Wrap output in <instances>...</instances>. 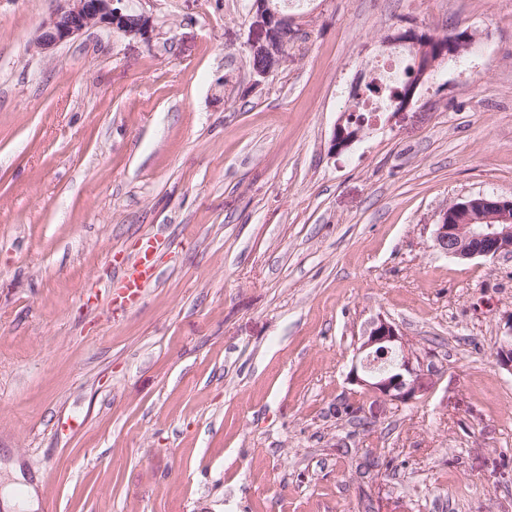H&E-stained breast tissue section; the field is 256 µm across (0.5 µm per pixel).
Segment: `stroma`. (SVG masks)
<instances>
[{"label":"stroma","mask_w":512,"mask_h":512,"mask_svg":"<svg viewBox=\"0 0 512 512\" xmlns=\"http://www.w3.org/2000/svg\"><path fill=\"white\" fill-rule=\"evenodd\" d=\"M149 38L33 42L0 0V489L35 512H512V257L436 249L440 211L512 199V0H306L255 83L249 0H126ZM475 33L400 112L328 152L382 39ZM157 238L160 276L111 303ZM426 374L349 379L372 321Z\"/></svg>","instance_id":"1"}]
</instances>
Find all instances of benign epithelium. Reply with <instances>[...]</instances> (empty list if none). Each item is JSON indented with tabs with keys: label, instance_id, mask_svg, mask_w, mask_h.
<instances>
[{
	"label": "benign epithelium",
	"instance_id": "1",
	"mask_svg": "<svg viewBox=\"0 0 512 512\" xmlns=\"http://www.w3.org/2000/svg\"><path fill=\"white\" fill-rule=\"evenodd\" d=\"M59 2L56 12L39 26L33 42V48L39 53L47 54L92 28L144 37L153 27L152 18L146 14L140 15L137 26L130 27L125 0ZM251 15L262 38L250 45V54H274L288 59L285 45L270 42L281 15L267 4L261 9L252 8ZM475 39L471 32L456 31L443 40L415 25L388 35L382 40V47L390 50L401 45L411 46L417 52L416 64L423 66L427 74L440 62L469 51ZM343 123L344 120H339L333 129L330 151L334 153L349 148L365 130L362 126L349 135ZM434 243L443 254L463 259L512 254V200L482 195L451 204L440 214ZM360 352L364 356L350 371L353 382L391 400L405 403L413 399L420 385V373L405 352V343L394 323L383 318L372 322ZM497 359L501 367L512 372V334L498 348Z\"/></svg>",
	"mask_w": 512,
	"mask_h": 512
}]
</instances>
